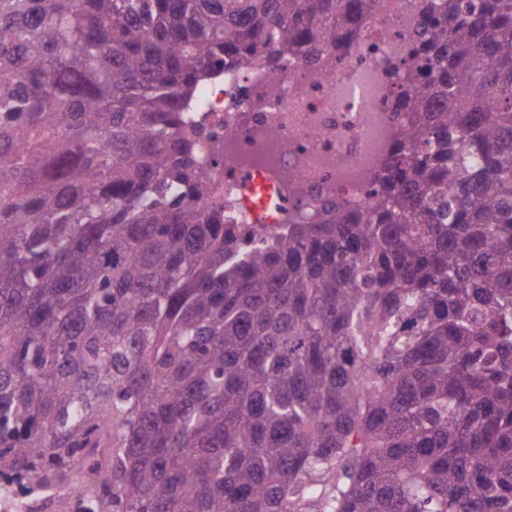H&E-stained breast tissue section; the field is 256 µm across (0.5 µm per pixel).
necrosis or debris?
I'll list each match as a JSON object with an SVG mask.
<instances>
[{"instance_id":"1","label":"necrosis or debris","mask_w":512,"mask_h":512,"mask_svg":"<svg viewBox=\"0 0 512 512\" xmlns=\"http://www.w3.org/2000/svg\"><path fill=\"white\" fill-rule=\"evenodd\" d=\"M412 2L387 0L344 33L343 50L296 64L279 84L256 64L200 87L207 135L198 153L205 163L224 157L211 186L224 199L225 223L274 231L290 213L318 221L329 200L350 210L366 204L371 177L407 122L396 96L416 38Z\"/></svg>"}]
</instances>
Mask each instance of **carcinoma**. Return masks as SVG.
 <instances>
[{
  "label": "carcinoma",
  "instance_id": "cac0c4a2",
  "mask_svg": "<svg viewBox=\"0 0 512 512\" xmlns=\"http://www.w3.org/2000/svg\"><path fill=\"white\" fill-rule=\"evenodd\" d=\"M421 3L368 203L242 236L196 90L382 0H0V472L90 512H512V0Z\"/></svg>",
  "mask_w": 512,
  "mask_h": 512
}]
</instances>
